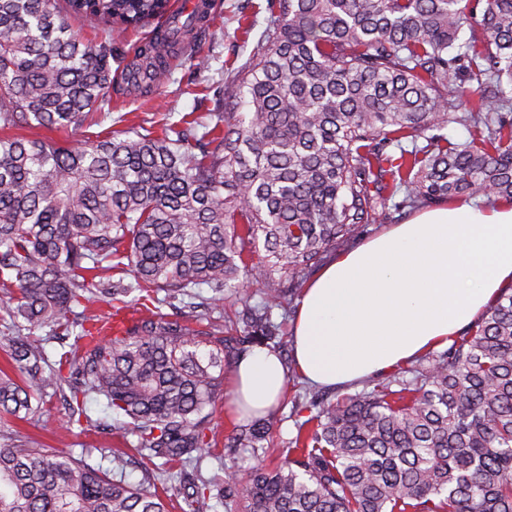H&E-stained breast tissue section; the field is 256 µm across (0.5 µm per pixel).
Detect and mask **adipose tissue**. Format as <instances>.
I'll return each instance as SVG.
<instances>
[{
  "instance_id": "1",
  "label": "adipose tissue",
  "mask_w": 512,
  "mask_h": 512,
  "mask_svg": "<svg viewBox=\"0 0 512 512\" xmlns=\"http://www.w3.org/2000/svg\"><path fill=\"white\" fill-rule=\"evenodd\" d=\"M509 288L512 203L432 207L321 270L298 309L296 370L320 387L387 372L447 346ZM286 382L275 353H248L233 375L236 414H267Z\"/></svg>"
}]
</instances>
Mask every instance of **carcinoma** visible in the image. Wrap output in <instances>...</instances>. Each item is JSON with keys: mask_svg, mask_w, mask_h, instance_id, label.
<instances>
[{"mask_svg": "<svg viewBox=\"0 0 512 512\" xmlns=\"http://www.w3.org/2000/svg\"><path fill=\"white\" fill-rule=\"evenodd\" d=\"M272 4L277 19L235 73L247 112L235 100L161 136L128 129L65 148L19 131L84 125L115 80L112 38L85 43L71 20L112 32L166 17L134 65L117 62L137 87L164 75L182 25L168 0H0V321L12 328L0 349L19 372L0 369V414L38 417L43 395L66 386L79 425L84 398L104 397L124 417L118 435L181 463L182 512L213 499L224 512H512L509 291L407 375L295 400L281 465L201 477L224 375L256 347L288 357L273 312L327 254L390 218L389 202L512 201V0ZM450 123L469 140L449 141ZM246 284L261 301L235 315L240 334L191 326L195 289L217 304ZM100 294L117 312L147 299L189 312L99 337L81 307ZM270 428L238 421L224 447L262 451ZM153 484L34 442L0 445V512H168Z\"/></svg>", "mask_w": 512, "mask_h": 512, "instance_id": "obj_1", "label": "carcinoma"}]
</instances>
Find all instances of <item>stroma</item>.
Segmentation results:
<instances>
[{
    "mask_svg": "<svg viewBox=\"0 0 512 512\" xmlns=\"http://www.w3.org/2000/svg\"><path fill=\"white\" fill-rule=\"evenodd\" d=\"M217 7L209 25L200 33H192L189 48L178 52L169 64L163 84L151 93L136 91L113 94L109 113H98L97 126L39 130L38 135L64 147H77L85 138L106 135L113 131V119L123 116L124 127L144 126L161 130L166 120H179L187 113L207 118L219 111L224 95L230 90L232 70L244 64L260 34L271 25L274 14L270 0H215ZM90 426L69 425L62 394H47L44 419L20 421L0 418V443L12 442L14 432L39 440L43 447L61 454L85 459L89 464L111 470L113 450H125L123 474L128 482H142L155 464L140 457L122 438L113 435L110 427L117 416L108 409L104 399L96 395L86 398ZM273 436L265 453L247 451L227 458L223 446L207 449L202 462L203 478L222 473L227 461H234L241 472L264 464L275 466L282 458L288 441L295 434L291 399H284L273 415Z\"/></svg>",
    "mask_w": 512,
    "mask_h": 512,
    "instance_id": "1",
    "label": "stroma"
}]
</instances>
